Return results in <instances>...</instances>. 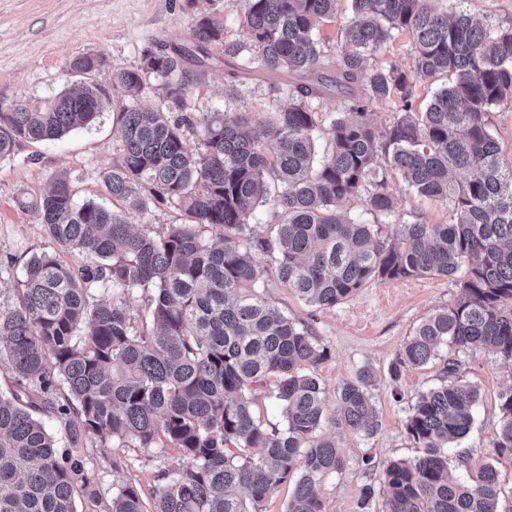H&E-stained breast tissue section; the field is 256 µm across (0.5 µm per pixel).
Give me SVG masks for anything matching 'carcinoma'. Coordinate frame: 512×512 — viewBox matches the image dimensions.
<instances>
[{
    "label": "carcinoma",
    "instance_id": "obj_1",
    "mask_svg": "<svg viewBox=\"0 0 512 512\" xmlns=\"http://www.w3.org/2000/svg\"><path fill=\"white\" fill-rule=\"evenodd\" d=\"M236 2L247 46L202 17L192 46L150 51L108 87L84 83L33 110L0 102L2 159L24 142L91 126L120 95L122 154L103 175L108 194L130 211L173 206L190 217L163 232L137 228L103 204L76 205L62 176L27 203L57 247L85 262L74 268L55 251L36 254L22 294L0 303V364L15 380L0 394V512H262L288 481L285 512H326L318 487L345 467L336 439L322 434L326 391L316 369L329 351L267 301L269 273L322 309L371 280L451 278L455 300L416 327L392 377L445 346L512 362V165L501 162L488 124L489 113L512 108V23L440 13L429 0H351L336 71L325 75L327 45L315 26L336 17L339 0ZM404 32L411 69L373 65ZM212 44L224 46L227 65L247 50L260 73H288V107L259 129L244 108L189 111L188 66L204 65ZM152 75L164 79L178 116L132 103ZM441 77L416 110L417 81ZM337 95L346 101L331 114L327 101ZM383 101L395 115L379 132L371 115ZM327 115L332 150L318 158L315 133ZM187 130L199 138L195 151ZM392 171L414 198L445 203L448 222H400L384 236L340 210L360 195L366 210L396 216ZM458 172L465 176L453 178ZM264 205L270 222L261 231L249 219ZM108 285L112 299L92 297ZM133 288L144 294V323L126 300ZM459 370L458 360L445 362L441 384L408 414L421 453L384 469L385 512H499L501 467L512 466V388L500 395L492 455L452 457L479 400ZM270 382L280 428L261 416L256 396ZM372 383L364 370L339 387L337 425L374 433ZM44 415L70 447L57 446ZM87 436L114 448H176L188 465L158 472L150 511L130 481L107 501L77 454ZM458 468L469 480L452 476Z\"/></svg>",
    "mask_w": 512,
    "mask_h": 512
}]
</instances>
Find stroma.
Segmentation results:
<instances>
[{"label": "stroma", "mask_w": 512, "mask_h": 512, "mask_svg": "<svg viewBox=\"0 0 512 512\" xmlns=\"http://www.w3.org/2000/svg\"><path fill=\"white\" fill-rule=\"evenodd\" d=\"M433 4L496 24L512 23V0H433ZM205 14L223 22L231 37L247 41L244 16L234 0H0V102L44 104L80 83L70 63L82 55L101 58L93 78L109 83L113 72L138 66L148 50L191 44L192 28ZM285 84L281 77H231L224 65V49L217 46L203 74L190 84L188 95L198 112L246 106L260 126L273 112L287 107ZM120 155L113 115L106 112L92 127L52 142L22 144L15 157L0 160L1 302L15 301L28 260L55 247L26 201L44 194L51 177L60 173L70 179L76 203L102 201L106 195L102 174ZM388 189L398 200L402 220L447 222V205L418 201L406 192L400 175L389 174ZM456 293V284L446 277L375 280L335 307L321 309L300 301L277 281L266 282L264 294L269 302L302 321L329 351L328 360L318 369L327 401L323 432L335 437L345 467L319 486L326 512H383L384 497L379 491L383 467L390 460L418 455L405 420L418 394L439 384L445 359L459 360L464 380L477 386L480 394L472 429L460 448L476 459L491 453L501 419L499 395L512 388V362L446 347L438 359L424 366L403 368L400 378L390 374L418 324L448 306ZM365 369L375 376L372 394L379 423L370 436L332 420L338 388ZM79 448L106 498L113 482L126 480L151 494L159 469L183 464L174 448H112L90 437ZM368 486L376 493L365 506L361 494Z\"/></svg>", "instance_id": "obj_1"}]
</instances>
